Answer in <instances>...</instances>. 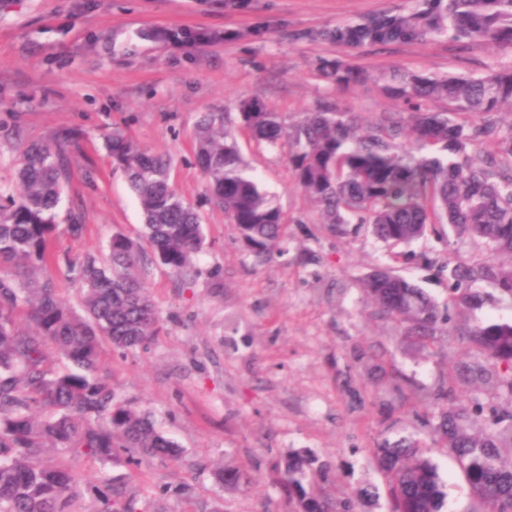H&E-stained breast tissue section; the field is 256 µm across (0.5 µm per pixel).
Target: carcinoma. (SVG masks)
<instances>
[{"label": "carcinoma", "instance_id": "obj_1", "mask_svg": "<svg viewBox=\"0 0 512 512\" xmlns=\"http://www.w3.org/2000/svg\"><path fill=\"white\" fill-rule=\"evenodd\" d=\"M412 2L294 37L330 40L347 51L443 43L462 52L482 42L512 54V0ZM313 70L339 93L376 81L402 111L363 124L326 99L289 126L252 99L240 102L235 122L222 112L203 113L194 128L195 165L207 183V202L236 225L244 249L266 259L283 257L288 237L280 207L245 172L240 134L269 147L288 141L295 184L336 236L354 224L401 247L442 236L446 224L457 237L482 244L485 259L448 268V305L458 315L483 305L479 282L512 297V121L501 120L512 112V64L444 76L397 69L376 77L336 56L318 59ZM434 102L444 103V110H433ZM72 142L71 132L61 130L52 145H27L17 190L0 193V512H81L71 458L124 456L139 466L146 458L179 455L151 412L121 398L97 369L104 343L124 353L157 336L156 305L135 268L187 269L207 245L203 217L172 187L165 155L114 130L106 148L135 194L146 246L116 232L105 245L106 265L93 256L78 265L61 259L52 242ZM62 261L84 284L82 316L46 275ZM362 287L409 349L432 357L445 337L457 335L482 358L473 369L476 380L512 399V323L443 328L439 305L389 268L367 274ZM55 359L65 366L54 368ZM393 390L430 416L421 431L378 439L373 455L380 484L354 495L335 483L316 484L309 475L328 465L309 450H296L277 469L289 512H357L382 499L387 512H444L448 490L432 456L436 446L461 472L470 512H512V406L491 407L489 423L476 430L484 407L453 403L446 379L427 389L396 378ZM214 479L229 490L251 484V475L234 466L216 470ZM98 503L96 512H138L136 497L117 480Z\"/></svg>", "mask_w": 512, "mask_h": 512}]
</instances>
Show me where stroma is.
<instances>
[{
	"instance_id": "1",
	"label": "stroma",
	"mask_w": 512,
	"mask_h": 512,
	"mask_svg": "<svg viewBox=\"0 0 512 512\" xmlns=\"http://www.w3.org/2000/svg\"><path fill=\"white\" fill-rule=\"evenodd\" d=\"M245 2L233 9L224 0H0V188L15 186L25 145L52 143L63 128L78 138L67 153L57 254L102 260L113 232L141 238L138 202L104 145V133L115 129L170 157L175 189L200 206L208 229V245L188 272L143 266L161 331L125 355L104 346L99 370L123 398L153 411L182 453L137 468L122 458L73 459L85 512H94L95 487L114 479L125 483L142 512H288L274 477L294 450L311 449L349 492L378 483L372 460L378 435L399 430L406 414L388 390L391 376L431 386L448 375L457 395L491 399L466 370L477 355L465 341H447L435 358L405 353L394 323L361 289L367 273L389 262L447 302L441 265L475 263L486 255L482 247L453 238L420 241L413 252L433 258L424 265L406 256L389 261L383 243L364 230L331 235L293 184L288 144L271 148L244 136L242 157L283 211L288 255L248 253L235 224L206 204V184L193 163L201 113H237L244 98L262 101L288 124L328 97L370 121L400 109L371 85L336 93L312 65L340 55V47L296 42L291 34L379 14L406 0ZM256 26L262 37H247ZM152 30L204 32L211 39L172 44L148 39ZM497 58L484 44L456 54L439 43L351 55L376 75L397 67L467 72ZM73 215L87 226L79 239L65 231ZM374 357L386 365L366 374ZM228 464L246 467L254 484L234 492L218 486L213 472ZM184 484L190 494H179Z\"/></svg>"
}]
</instances>
